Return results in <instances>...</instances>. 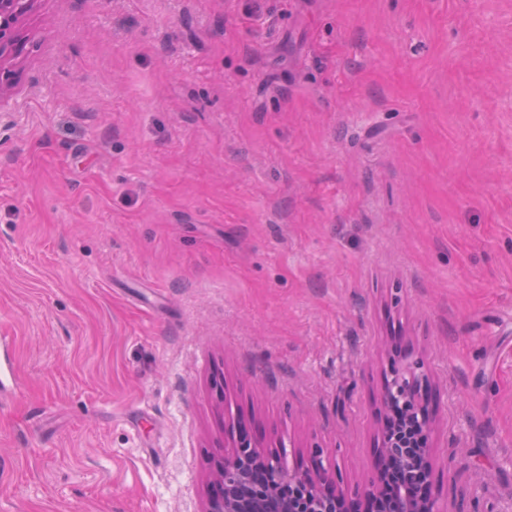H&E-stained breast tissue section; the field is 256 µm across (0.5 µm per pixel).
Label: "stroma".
<instances>
[{"label":"stroma","mask_w":512,"mask_h":512,"mask_svg":"<svg viewBox=\"0 0 512 512\" xmlns=\"http://www.w3.org/2000/svg\"><path fill=\"white\" fill-rule=\"evenodd\" d=\"M0 111V512H203L241 416L356 486L422 358L512 512V0H39Z\"/></svg>","instance_id":"1"}]
</instances>
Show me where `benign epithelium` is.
Wrapping results in <instances>:
<instances>
[{"label":"benign epithelium","instance_id":"1","mask_svg":"<svg viewBox=\"0 0 512 512\" xmlns=\"http://www.w3.org/2000/svg\"><path fill=\"white\" fill-rule=\"evenodd\" d=\"M39 0H0V104L13 84V64L24 52L27 36L23 22ZM428 377L423 362L405 353L391 360L386 374L384 404L387 413L401 411L408 428L429 430L432 417L427 392ZM404 439L385 433L382 447L375 449L370 478L350 490L335 471L314 457L303 465L290 458L285 448L271 449L254 437L239 419L224 435V458L219 460L211 483L224 485V495L209 494L204 512H449L435 488V458L432 449L416 452L403 447ZM421 476L426 486L420 497L402 491L389 504L380 498L381 486L394 476L397 485H411Z\"/></svg>","mask_w":512,"mask_h":512}]
</instances>
